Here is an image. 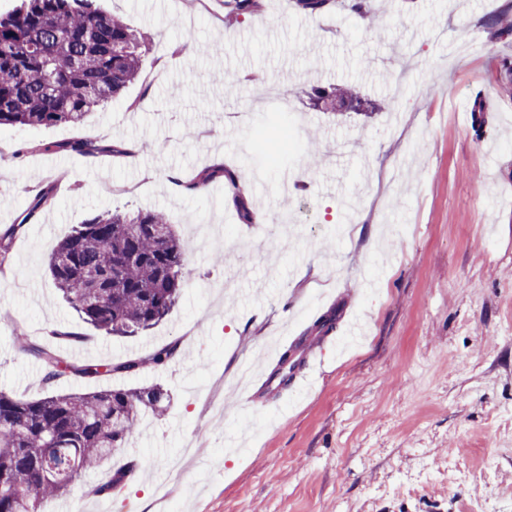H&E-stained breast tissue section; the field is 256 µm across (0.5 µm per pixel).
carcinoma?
<instances>
[{"mask_svg": "<svg viewBox=\"0 0 512 512\" xmlns=\"http://www.w3.org/2000/svg\"><path fill=\"white\" fill-rule=\"evenodd\" d=\"M338 0H294L296 11L322 15ZM262 0H224V21L259 12ZM142 36L120 15H106L96 0H21L0 14V125H81L101 103L123 94L143 73ZM318 104L360 102L343 83L312 87ZM73 153L95 157L114 151L102 141L82 138L67 144ZM217 177L234 194L250 221L237 170L220 167L185 188L198 191ZM48 270L67 301L88 323L113 336L153 328L176 305L190 275L179 236L161 210L106 211L78 225L48 259ZM20 353L39 362L49 379L68 374L96 379L135 374L146 365L173 359L171 343L147 357L116 364L70 362L52 345L16 337ZM170 396L162 386L94 389L24 401L0 392V512H41L44 500L70 493L86 472L110 469L128 447L146 412L163 414ZM131 459L94 486L109 494L137 473Z\"/></svg>", "mask_w": 512, "mask_h": 512, "instance_id": "obj_1", "label": "carcinoma"}]
</instances>
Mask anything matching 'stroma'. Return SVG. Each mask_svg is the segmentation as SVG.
<instances>
[{
  "label": "stroma",
  "instance_id": "1",
  "mask_svg": "<svg viewBox=\"0 0 512 512\" xmlns=\"http://www.w3.org/2000/svg\"><path fill=\"white\" fill-rule=\"evenodd\" d=\"M143 36L139 83L79 126H0V391L24 400L158 384L116 464L155 460L109 496L86 473L44 512H512V0H373L381 28L292 0L225 26L222 0H98ZM352 83L373 113L334 114L299 86ZM483 128L470 126L474 102ZM121 153L90 159L69 142ZM154 151L131 153L138 141ZM241 168L252 221L223 180ZM303 180L287 190L285 174ZM55 186L35 216L34 195ZM159 209L191 269L154 328L109 336L79 319L45 260L107 210ZM73 331L91 360L179 343L135 375L48 382L15 336ZM320 339L312 386L272 377L280 350ZM265 378L229 393L245 363ZM251 431L235 451L238 422ZM67 148L73 153L86 157H95L104 153L121 151V149H114L117 147L104 144L101 140L91 138H82L72 141L67 145ZM217 177H223L224 183L234 194V200L237 203L239 212L246 221L252 220V215L246 206L243 196V188L240 181L239 173L236 169L220 167L203 174L199 180L182 185L180 181H175L176 184L184 186L189 191H198L203 188L207 183Z\"/></svg>",
  "mask_w": 512,
  "mask_h": 512
}]
</instances>
